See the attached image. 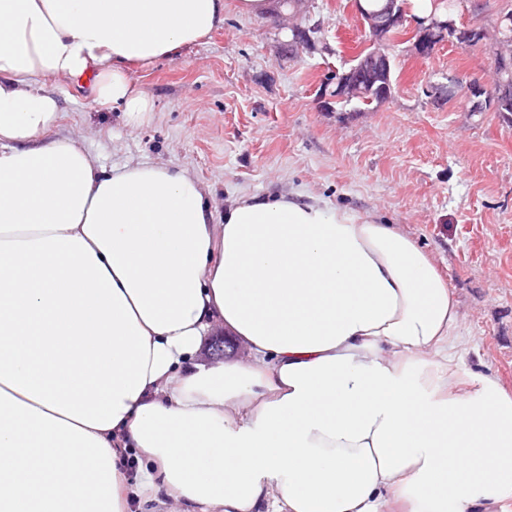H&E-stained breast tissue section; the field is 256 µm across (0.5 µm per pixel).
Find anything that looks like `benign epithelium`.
Instances as JSON below:
<instances>
[{
    "mask_svg": "<svg viewBox=\"0 0 512 512\" xmlns=\"http://www.w3.org/2000/svg\"><path fill=\"white\" fill-rule=\"evenodd\" d=\"M438 4L439 0H433L428 15L409 19L403 0H386L383 9L372 13L363 11L358 0L355 2L358 15L371 33L370 59L373 75L389 76L391 46L402 31L409 33L408 41L411 42L412 52L416 57H429L437 45L448 39H466L485 44L495 67L502 73L512 72V54L505 50V46L512 42L511 33L499 28L495 37L490 39L482 29L459 27L452 13L437 11ZM459 84L460 78L451 76L445 83L429 84L427 95L435 102L450 101L455 97ZM465 89L470 112H482L490 102L497 107H507L512 102V79L508 77L501 80L494 92L476 80L468 81Z\"/></svg>",
    "mask_w": 512,
    "mask_h": 512,
    "instance_id": "7a95c632",
    "label": "benign epithelium"
}]
</instances>
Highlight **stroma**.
Here are the masks:
<instances>
[{
    "instance_id": "stroma-1",
    "label": "stroma",
    "mask_w": 512,
    "mask_h": 512,
    "mask_svg": "<svg viewBox=\"0 0 512 512\" xmlns=\"http://www.w3.org/2000/svg\"><path fill=\"white\" fill-rule=\"evenodd\" d=\"M224 0V24L202 42L135 71L152 120L126 123L98 109L89 89L53 85L61 119L105 168L147 160L189 170L216 216L245 194L308 193L332 207L398 225L436 260L473 344L462 371L512 388V114L470 112L464 96L440 106L424 95L448 76L492 85L494 64L476 47L444 42L423 60L397 39L392 97L372 110L326 109V73L348 67L367 42L352 0H279L261 16ZM512 0H461L458 24L493 31ZM318 27L312 50L288 52L289 25Z\"/></svg>"
}]
</instances>
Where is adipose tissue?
Returning <instances> with one entry per match:
<instances>
[{"label": "adipose tissue", "mask_w": 512, "mask_h": 512, "mask_svg": "<svg viewBox=\"0 0 512 512\" xmlns=\"http://www.w3.org/2000/svg\"><path fill=\"white\" fill-rule=\"evenodd\" d=\"M224 0H0V512H490L512 389L460 374L459 303L396 225L104 170L45 80L133 126L134 68ZM250 350L205 362L216 328Z\"/></svg>", "instance_id": "ef3b65f1"}]
</instances>
